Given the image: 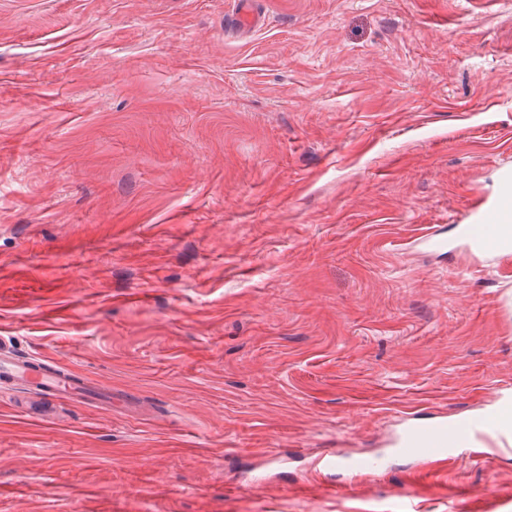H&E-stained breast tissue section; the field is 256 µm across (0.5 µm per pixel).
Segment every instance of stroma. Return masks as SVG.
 Here are the masks:
<instances>
[{"label": "stroma", "mask_w": 512, "mask_h": 512, "mask_svg": "<svg viewBox=\"0 0 512 512\" xmlns=\"http://www.w3.org/2000/svg\"><path fill=\"white\" fill-rule=\"evenodd\" d=\"M504 168L512 0H0V336L112 389L0 382V512H512L394 451L512 397ZM501 180L503 188L498 198L487 203L473 221L459 225L468 254L478 263L512 255V222L506 218L512 213V170L504 169Z\"/></svg>", "instance_id": "stroma-1"}]
</instances>
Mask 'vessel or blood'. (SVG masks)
<instances>
[{
	"instance_id": "1",
	"label": "vessel or blood",
	"mask_w": 512,
	"mask_h": 512,
	"mask_svg": "<svg viewBox=\"0 0 512 512\" xmlns=\"http://www.w3.org/2000/svg\"><path fill=\"white\" fill-rule=\"evenodd\" d=\"M502 191L470 223L461 225L470 257L478 263L512 255V170H503ZM0 380L26 386L45 404L76 400L111 405V389L81 379L62 368L35 374L32 361L0 347ZM403 452L435 465L464 457L490 460L512 453V403H503L485 418L448 422L436 420L410 426L400 441Z\"/></svg>"
}]
</instances>
